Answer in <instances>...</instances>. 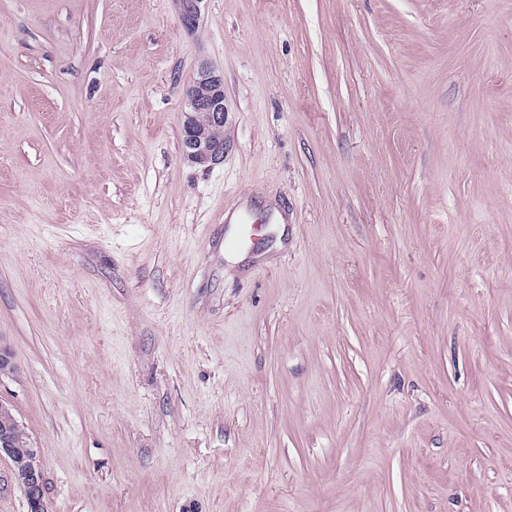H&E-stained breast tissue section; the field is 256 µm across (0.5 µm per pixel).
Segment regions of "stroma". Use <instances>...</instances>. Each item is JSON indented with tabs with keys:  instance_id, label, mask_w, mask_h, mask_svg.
Returning a JSON list of instances; mask_svg holds the SVG:
<instances>
[{
	"instance_id": "35a3bbf8",
	"label": "stroma",
	"mask_w": 512,
	"mask_h": 512,
	"mask_svg": "<svg viewBox=\"0 0 512 512\" xmlns=\"http://www.w3.org/2000/svg\"><path fill=\"white\" fill-rule=\"evenodd\" d=\"M0 344L47 512H512V0H0ZM184 27L192 32L198 26L204 0H174ZM186 109L183 112L180 148L189 162L212 169L223 165L226 152L224 137L214 138L201 123L224 128L228 109L224 96V76L206 62H201L185 89Z\"/></svg>"
}]
</instances>
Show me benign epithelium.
I'll list each match as a JSON object with an SVG mask.
<instances>
[{
	"label": "benign epithelium",
	"instance_id": "7a95c632",
	"mask_svg": "<svg viewBox=\"0 0 512 512\" xmlns=\"http://www.w3.org/2000/svg\"><path fill=\"white\" fill-rule=\"evenodd\" d=\"M184 27L193 32L201 16L204 0H174ZM186 109L183 112L180 148L189 162L212 169L224 164L225 139L211 136L205 125L222 128L227 122L228 109L224 96V76L206 62L199 64L185 89ZM207 124H202L200 117ZM20 428L17 420L0 423V457L6 456L12 465L14 479L23 490L29 512H47L44 475L40 465L41 448H28L26 454L16 455L14 431Z\"/></svg>",
	"mask_w": 512,
	"mask_h": 512
}]
</instances>
